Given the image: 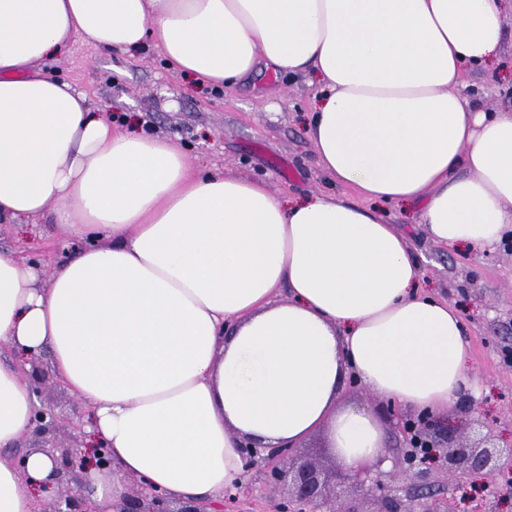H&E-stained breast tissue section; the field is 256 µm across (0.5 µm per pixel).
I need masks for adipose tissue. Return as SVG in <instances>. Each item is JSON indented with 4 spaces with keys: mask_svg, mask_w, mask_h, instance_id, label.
I'll return each instance as SVG.
<instances>
[{
    "mask_svg": "<svg viewBox=\"0 0 512 512\" xmlns=\"http://www.w3.org/2000/svg\"><path fill=\"white\" fill-rule=\"evenodd\" d=\"M504 0H0V221L52 211L90 247L50 277L0 252V343L52 353L109 448L112 512L134 476L175 499L245 482L239 445H297L326 428L340 467L387 444L338 404L355 374L376 396L437 415L474 390L459 312L385 209L413 206L433 243L479 253L512 231V113L461 94L496 60ZM78 39L152 42L221 90L260 69L321 83L307 133L323 172L361 196L276 197L196 171L179 141L118 130L37 63ZM287 287L291 297L273 293ZM34 397L0 362V512H30L53 461L2 450Z\"/></svg>",
    "mask_w": 512,
    "mask_h": 512,
    "instance_id": "ef3b65f1",
    "label": "adipose tissue"
}]
</instances>
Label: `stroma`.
<instances>
[{"instance_id":"obj_1","label":"stroma","mask_w":512,"mask_h":512,"mask_svg":"<svg viewBox=\"0 0 512 512\" xmlns=\"http://www.w3.org/2000/svg\"><path fill=\"white\" fill-rule=\"evenodd\" d=\"M503 24L506 38L498 75L468 73L464 87L467 96L496 112L512 110L511 11L505 12ZM37 68L72 82L93 105L108 103L117 117H135L146 133L178 139L194 169L261 180L286 199L312 193L351 195L349 188L327 179L307 134L309 110L319 91L314 77L264 71L248 86L214 91L169 70L149 43L135 51L107 55L75 41ZM386 214L407 236L421 262L423 290L454 306L470 337L472 374L481 395L449 411L444 427L453 429L460 442L472 444L488 434L497 445L511 446L512 247L500 244L482 254L463 247L442 248L416 223L412 209L390 207ZM81 246V240L61 230L48 212L18 224L0 223V251L30 260L46 277ZM48 400L55 413L69 422L57 433V442L82 436L85 406L62 381H54ZM341 401L377 418L388 441L381 470L396 473L404 442L394 431L391 403L350 380L343 385ZM434 480V500L449 512H512V498L502 493L503 486L512 482V472L497 475L468 505L453 497L444 473H435ZM286 494L285 488L272 487L254 469L226 512H272L274 503Z\"/></svg>"}]
</instances>
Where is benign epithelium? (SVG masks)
<instances>
[{
	"mask_svg": "<svg viewBox=\"0 0 512 512\" xmlns=\"http://www.w3.org/2000/svg\"><path fill=\"white\" fill-rule=\"evenodd\" d=\"M26 362L32 368V392L40 399V405L34 407V432L48 434L58 428V419L43 395L47 374L39 366L36 356H26ZM398 429L409 435V445L414 448V451L404 454L405 467L401 474V479L412 487L409 495L403 494L400 486L384 481L379 470L337 468L328 475L311 463L294 467L290 462V446L265 448L252 440H245L240 444V450L249 468L262 469L269 480L288 485V503L298 506L297 512H361L352 503L336 506V488L362 477L370 481L368 491L378 503L376 512H447L427 502L431 497V484L427 479L434 467L446 469L448 484L464 498L471 495L469 488L478 476L490 477L501 472L502 457H507L512 464V447L504 454L490 448L485 439L473 444H457L453 435L442 434L437 419L428 412L419 413L415 422L401 423ZM36 450L53 459L56 484L63 489L72 482H85V470L90 466L102 473L112 471L111 455L103 446L86 453L77 444L62 448L46 440ZM138 487L136 495L123 497L117 512H223L219 504L180 507L167 494L141 481ZM66 505L68 510L64 511L56 502L49 507V512H99L95 505L71 496L66 499Z\"/></svg>",
	"mask_w": 512,
	"mask_h": 512,
	"instance_id": "1",
	"label": "benign epithelium"
}]
</instances>
